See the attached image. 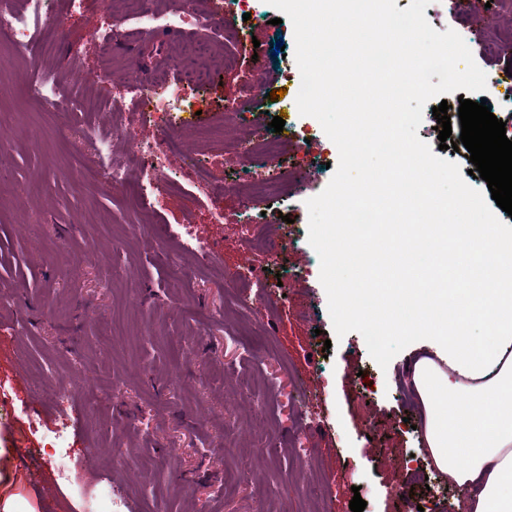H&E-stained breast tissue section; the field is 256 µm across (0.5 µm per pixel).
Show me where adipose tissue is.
Wrapping results in <instances>:
<instances>
[{
    "mask_svg": "<svg viewBox=\"0 0 512 512\" xmlns=\"http://www.w3.org/2000/svg\"><path fill=\"white\" fill-rule=\"evenodd\" d=\"M472 235L482 247L466 275L449 277L443 264L435 287L403 295L420 305L431 323L447 311L449 300L462 302L453 331L443 339L446 365L417 358L405 376L422 407L432 461L468 492V512H512V239L500 237L492 224L475 225ZM476 317L491 327L494 348L468 336ZM450 389L465 397L466 413L443 400Z\"/></svg>",
    "mask_w": 512,
    "mask_h": 512,
    "instance_id": "1",
    "label": "adipose tissue"
}]
</instances>
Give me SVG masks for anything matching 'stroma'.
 Segmentation results:
<instances>
[{"instance_id": "1", "label": "stroma", "mask_w": 512, "mask_h": 512, "mask_svg": "<svg viewBox=\"0 0 512 512\" xmlns=\"http://www.w3.org/2000/svg\"><path fill=\"white\" fill-rule=\"evenodd\" d=\"M121 2L64 11L51 0L59 21L44 49L0 62V483L18 495V512H84L100 486L116 482L139 512H350L356 494L364 512H406L410 498L424 512H467L464 493L441 472L403 490L406 467L432 461L402 375L438 344L414 342L383 368L360 333L340 338L333 330L308 242L306 202L327 187L338 162L317 119H300L315 141L283 149L301 176L292 198L253 201L268 213L269 233L288 242L287 256L265 276L288 286L272 289L268 309L224 321L249 258L236 193L241 161L220 142L191 166L164 156L158 201L90 186L72 169L71 153L99 161V143L122 125L118 151L133 179L139 144L156 126L132 108L87 116L24 102L44 70L91 72L114 44L139 39ZM212 2L195 38L220 55L231 30L246 51L205 88L186 89V105L201 125L231 127L239 138L289 112V98L270 94L301 82L295 61L273 54L279 41L294 52V31L266 0L243 10ZM453 2L442 0L432 27L469 29L483 71L512 63L511 53L488 50L512 45V0H468L463 11ZM258 80L265 97L236 111ZM216 206L223 222L211 218ZM181 224L210 243V262L159 233ZM176 265L184 268L179 288L170 278ZM64 417L63 478L49 438ZM140 454L161 462L151 480L135 465Z\"/></svg>"}]
</instances>
